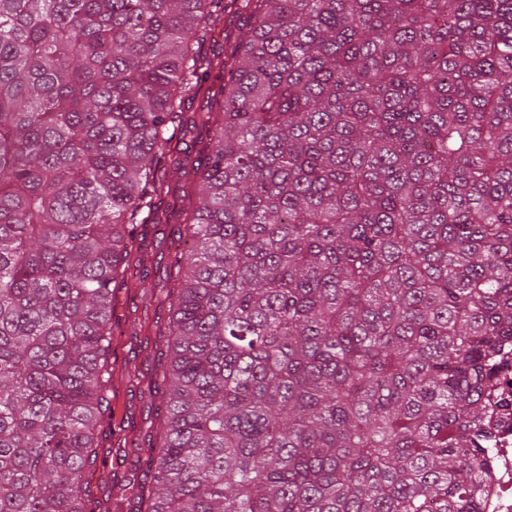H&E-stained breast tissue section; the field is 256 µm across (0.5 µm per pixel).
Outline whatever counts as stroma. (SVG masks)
Returning <instances> with one entry per match:
<instances>
[{
    "label": "stroma",
    "instance_id": "35a3bbf8",
    "mask_svg": "<svg viewBox=\"0 0 512 512\" xmlns=\"http://www.w3.org/2000/svg\"><path fill=\"white\" fill-rule=\"evenodd\" d=\"M169 186L161 204L165 219L147 225L133 241L134 255L146 257L144 266L116 290L110 411L98 431L96 468L85 476L97 512H135L131 489L149 483V439L159 423L151 392L157 357L166 341L165 295L174 284L173 258L187 246L178 214L181 185L173 178Z\"/></svg>",
    "mask_w": 512,
    "mask_h": 512
}]
</instances>
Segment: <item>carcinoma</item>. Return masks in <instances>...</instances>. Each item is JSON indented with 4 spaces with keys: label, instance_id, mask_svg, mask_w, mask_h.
Returning <instances> with one entry per match:
<instances>
[{
    "label": "carcinoma",
    "instance_id": "carcinoma-1",
    "mask_svg": "<svg viewBox=\"0 0 512 512\" xmlns=\"http://www.w3.org/2000/svg\"><path fill=\"white\" fill-rule=\"evenodd\" d=\"M238 2L0 0V512H89L115 289L175 154L190 246L136 512H479L512 0H244L206 49Z\"/></svg>",
    "mask_w": 512,
    "mask_h": 512
}]
</instances>
